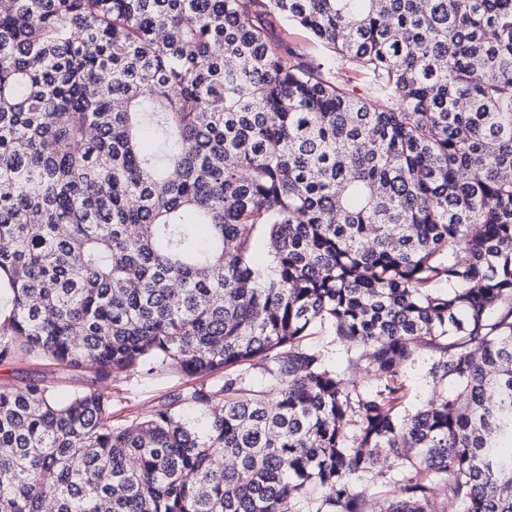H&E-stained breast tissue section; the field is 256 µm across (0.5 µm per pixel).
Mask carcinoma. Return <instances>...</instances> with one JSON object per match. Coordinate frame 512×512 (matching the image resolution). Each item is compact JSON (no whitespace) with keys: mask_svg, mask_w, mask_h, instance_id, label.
Masks as SVG:
<instances>
[{"mask_svg":"<svg viewBox=\"0 0 512 512\" xmlns=\"http://www.w3.org/2000/svg\"><path fill=\"white\" fill-rule=\"evenodd\" d=\"M0 294V365L90 375L0 384V512H512V0H9ZM142 367L203 382L116 426ZM270 39L278 43H286L305 54L307 57H317L325 49L313 41L306 31L285 21L278 15H269L265 19ZM307 345L319 349L328 362L334 364L341 362L345 357L346 346L336 338L333 333L319 332L307 339ZM88 374L52 364L36 356H28L9 365L0 366V383L21 385L30 378L43 379L57 394L65 398L86 385ZM429 361L425 357L415 356L409 360L405 367L408 395L405 402L406 412H413L432 397L439 387H434L432 378L428 374ZM394 477L395 471L384 466L383 474H369L365 476V481L381 501H387L392 495Z\"/></svg>","mask_w":512,"mask_h":512,"instance_id":"1","label":"carcinoma"}]
</instances>
